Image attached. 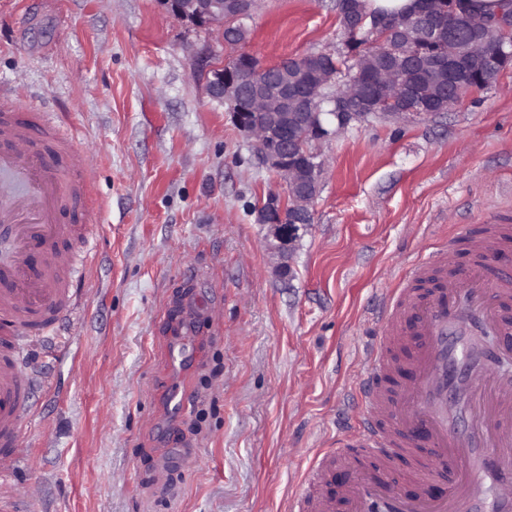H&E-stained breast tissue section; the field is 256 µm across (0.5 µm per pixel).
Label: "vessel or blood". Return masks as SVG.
Listing matches in <instances>:
<instances>
[{"mask_svg": "<svg viewBox=\"0 0 512 512\" xmlns=\"http://www.w3.org/2000/svg\"><path fill=\"white\" fill-rule=\"evenodd\" d=\"M67 136L0 102V341L47 337L53 319L70 314L65 286L77 260L66 247L90 235L98 215L81 209L92 181ZM467 263L439 248L385 296L381 334L367 350L360 382L363 413L342 447L389 448L372 471L355 457L318 456L293 499L300 512H332L331 466L348 474V512H512V381H503L479 338L500 339L512 357V266L490 269L487 250L512 253V225L466 232ZM45 384L0 357V442L22 435L30 399Z\"/></svg>", "mask_w": 512, "mask_h": 512, "instance_id": "1", "label": "vessel or blood"}]
</instances>
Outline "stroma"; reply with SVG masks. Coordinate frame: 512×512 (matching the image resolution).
<instances>
[{
	"label": "stroma",
	"instance_id": "obj_1",
	"mask_svg": "<svg viewBox=\"0 0 512 512\" xmlns=\"http://www.w3.org/2000/svg\"><path fill=\"white\" fill-rule=\"evenodd\" d=\"M246 25L230 46L159 0H0V92L73 133L99 214L71 243L79 311L17 347L54 384L26 467L0 477L8 512H285L313 455L358 426L382 296L466 227L512 216L509 69L442 114L315 143L314 222L280 275L255 210L283 184L208 72L343 43L336 0H256Z\"/></svg>",
	"mask_w": 512,
	"mask_h": 512
}]
</instances>
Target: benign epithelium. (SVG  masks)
I'll return each mask as SVG.
<instances>
[{
    "label": "benign epithelium",
    "instance_id": "benign-epithelium-1",
    "mask_svg": "<svg viewBox=\"0 0 512 512\" xmlns=\"http://www.w3.org/2000/svg\"><path fill=\"white\" fill-rule=\"evenodd\" d=\"M255 0H162L173 15L198 27L214 28L221 41L243 43L249 37L244 20ZM440 0H416L400 24L373 23L377 49L370 53L338 54L333 65L326 52H310L276 65L265 78L249 83L246 111L239 102L240 73L226 65L211 68L208 91L228 106L236 127L252 139L262 162L286 186V194H271L257 209V222L267 226L269 248L288 259L300 231L313 223V206L321 190L323 163L309 144L329 138L353 122L371 118L405 122L447 111L473 79L494 84L512 62V18L490 23L472 15L444 18ZM358 0H348L341 15L347 31L365 26ZM425 40L448 49L444 54L415 55L413 42ZM353 60L356 75L339 81L343 59ZM340 98L344 112H324L322 106Z\"/></svg>",
    "mask_w": 512,
    "mask_h": 512
}]
</instances>
